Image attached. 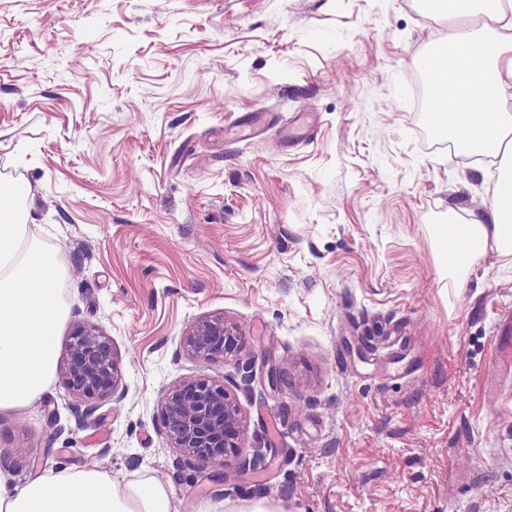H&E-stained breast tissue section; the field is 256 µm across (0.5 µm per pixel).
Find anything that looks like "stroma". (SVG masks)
Wrapping results in <instances>:
<instances>
[{
    "mask_svg": "<svg viewBox=\"0 0 512 512\" xmlns=\"http://www.w3.org/2000/svg\"><path fill=\"white\" fill-rule=\"evenodd\" d=\"M447 37L421 0H0V179L65 255L59 356L98 325L125 393L81 421L56 377L0 412L15 484L50 459L151 476L171 512H512V376L486 385L512 254L458 289L438 243L495 170L414 91ZM217 314L237 352L188 355ZM199 378L265 470L175 468L155 405Z\"/></svg>",
    "mask_w": 512,
    "mask_h": 512,
    "instance_id": "stroma-1",
    "label": "stroma"
}]
</instances>
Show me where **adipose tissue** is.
<instances>
[{
  "label": "adipose tissue",
  "mask_w": 512,
  "mask_h": 512,
  "mask_svg": "<svg viewBox=\"0 0 512 512\" xmlns=\"http://www.w3.org/2000/svg\"><path fill=\"white\" fill-rule=\"evenodd\" d=\"M492 2L482 22L448 35L450 48L480 60L467 76L466 97L449 99L448 107H471L472 151L500 172L495 203L468 213L459 226L466 247L448 265L459 282L486 250L512 252V0ZM0 512H171V497L150 476L120 485L98 469L50 467L18 486L0 469Z\"/></svg>",
  "instance_id": "adipose-tissue-1"
}]
</instances>
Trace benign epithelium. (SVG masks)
<instances>
[{
  "mask_svg": "<svg viewBox=\"0 0 512 512\" xmlns=\"http://www.w3.org/2000/svg\"><path fill=\"white\" fill-rule=\"evenodd\" d=\"M237 340L236 331L222 317L201 318L182 336L187 352L207 359L225 357ZM59 373L76 399L78 420L91 417L97 407L87 403L88 398L115 387L112 340L93 324L81 326ZM156 413L178 449L180 466L222 470L228 465L237 448L240 418L224 384L200 380L175 386L160 398Z\"/></svg>",
  "mask_w": 512,
  "mask_h": 512,
  "instance_id": "7a95c632",
  "label": "benign epithelium"
}]
</instances>
